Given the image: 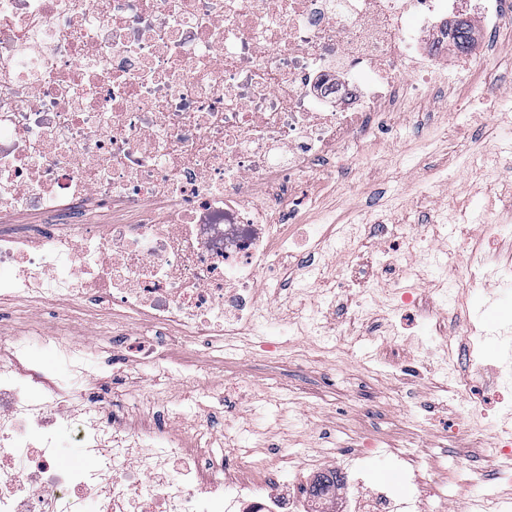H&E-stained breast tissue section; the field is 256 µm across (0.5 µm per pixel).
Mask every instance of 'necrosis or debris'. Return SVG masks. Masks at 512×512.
<instances>
[{
  "label": "necrosis or debris",
  "mask_w": 512,
  "mask_h": 512,
  "mask_svg": "<svg viewBox=\"0 0 512 512\" xmlns=\"http://www.w3.org/2000/svg\"><path fill=\"white\" fill-rule=\"evenodd\" d=\"M498 0H0V301L96 305L150 332L109 364L212 347L254 322L282 259L310 265L336 227L303 250L279 230L282 186L332 178L349 143L380 133L447 69L442 27L463 17L512 35ZM448 267L469 288L512 285L461 225ZM51 345L75 374L22 366ZM97 350L65 327L0 339V512H382L390 487L288 497L203 448L216 414H147L86 404L76 379ZM76 455L57 459L66 442ZM32 462L12 469L14 450ZM111 456L91 470L88 455Z\"/></svg>",
  "instance_id": "obj_1"
}]
</instances>
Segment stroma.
<instances>
[{"label": "stroma", "instance_id": "obj_1", "mask_svg": "<svg viewBox=\"0 0 512 512\" xmlns=\"http://www.w3.org/2000/svg\"><path fill=\"white\" fill-rule=\"evenodd\" d=\"M488 67L501 93H491L480 82L460 81L447 98L408 103L395 116L390 135L376 144L362 140L337 156L335 180L309 176L302 223L328 216L342 224H368L382 217L412 226L415 239L433 244L439 256L454 225L468 224L479 232L495 223L501 235L488 248L487 260L506 262L512 256V208L506 204L512 176L502 174L497 163L512 155L505 144L512 136V45L507 40L491 45ZM435 223L440 231H432ZM319 272L330 292L316 298V305L332 317L351 312L340 333L301 331L298 292L305 274L288 268L282 283L259 290L265 326L233 349L252 358L245 384H232L219 374L196 380L165 360L133 365L117 383L93 369L80 388L93 398L126 401L133 423L148 410L192 416L210 405L214 392H223L224 426L236 436V453L243 460L272 448L307 470L334 469L346 484L355 468H363L376 485L380 466L390 464L405 483L430 477L444 486L443 499L415 496L417 512H454L462 503L476 512L488 496L512 486L504 457L484 447L478 435L455 433L467 405L448 390L453 370L471 375L486 395L501 392L512 399V301L499 300L492 283L474 289V296H495L487 309H467L485 333L481 359L475 362L468 357L463 322L438 309L430 284L417 290L419 315L394 308L386 289L397 274L381 270L375 240L351 246L337 237L335 257L321 263ZM364 278L377 285L375 295H360L355 282ZM58 312L52 303L34 310L23 302L0 306V337L25 331L33 318L50 325ZM269 324L285 330L281 350L273 355L257 351L258 344L270 340ZM402 324L415 328L416 336L388 341L392 327ZM436 329L454 341L449 369L422 379L394 378L398 365L413 364L436 347ZM368 440L372 448L360 455Z\"/></svg>", "mask_w": 512, "mask_h": 512}]
</instances>
